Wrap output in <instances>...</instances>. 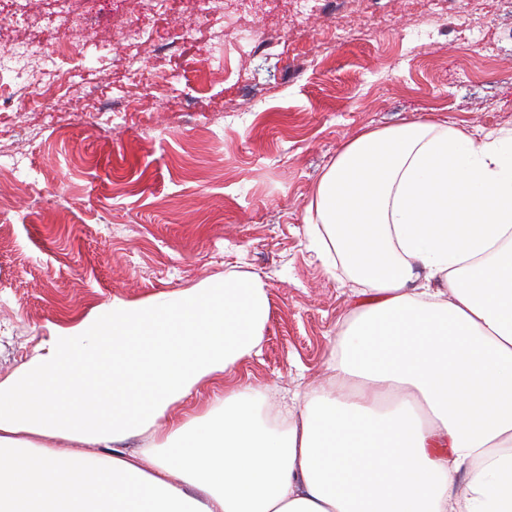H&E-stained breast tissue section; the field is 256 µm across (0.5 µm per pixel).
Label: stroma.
Listing matches in <instances>:
<instances>
[{"label":"stroma","instance_id":"obj_1","mask_svg":"<svg viewBox=\"0 0 512 512\" xmlns=\"http://www.w3.org/2000/svg\"><path fill=\"white\" fill-rule=\"evenodd\" d=\"M71 93L41 105L53 59L0 0V381L52 329L229 272L270 287L259 355L234 381L318 385L359 300L304 224L314 185L366 129L432 117L512 129V0H353L304 18L173 8L153 44L122 38L140 0H79ZM261 44L236 50L239 28Z\"/></svg>","mask_w":512,"mask_h":512}]
</instances>
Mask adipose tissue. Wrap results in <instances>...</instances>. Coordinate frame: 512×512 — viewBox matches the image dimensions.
<instances>
[{"label": "adipose tissue", "mask_w": 512, "mask_h": 512, "mask_svg": "<svg viewBox=\"0 0 512 512\" xmlns=\"http://www.w3.org/2000/svg\"><path fill=\"white\" fill-rule=\"evenodd\" d=\"M304 222L361 287L320 388L226 383L260 352L259 277L113 300L0 382V512H512V129L365 130ZM216 395L223 397V387L216 390L210 387L199 388L198 391L193 392L182 402L180 405L181 414L188 417L203 414L208 406L214 402Z\"/></svg>", "instance_id": "ef3b65f1"}]
</instances>
